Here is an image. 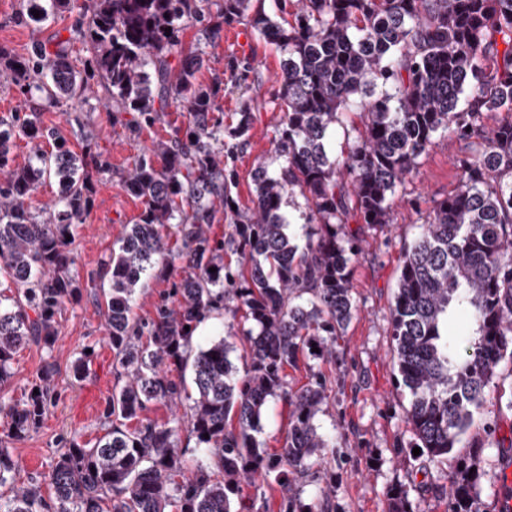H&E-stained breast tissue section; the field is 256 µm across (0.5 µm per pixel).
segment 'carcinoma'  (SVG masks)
<instances>
[{"mask_svg":"<svg viewBox=\"0 0 512 512\" xmlns=\"http://www.w3.org/2000/svg\"><path fill=\"white\" fill-rule=\"evenodd\" d=\"M210 0H27L24 19L39 24L59 10L78 9L89 53L74 69L67 41L54 50L36 44L24 56L0 48V80L23 97L32 91L53 105L81 102L89 80L100 83L114 112H136L147 122L173 107L189 114L183 135L161 141L134 160L128 191L144 209L107 263L109 291L103 316L118 362L106 419L109 429L91 447L74 440L50 466L55 510L32 481L13 487L17 462L0 445V512H234L232 496L256 479L281 486L282 512H313L298 478L328 442L314 417L327 399L322 380L288 390L285 368L304 351L336 342L356 310L350 266L357 248L345 228L391 224V197L406 187L433 137L447 131L467 142L456 159L457 185L434 203L422 233L402 252L390 308L398 384L409 390L406 419L419 447L446 459L460 443L502 361L512 363V0H276L293 21L275 20L252 0H216L219 17L247 16V24L276 43L283 60L272 129L279 167L260 162L252 173L255 209H232L224 155V126L212 121L215 88L197 83L203 51L183 53L182 22L192 17L202 39L218 22L200 3ZM179 56L173 66L172 55ZM349 112L363 130L348 150H327L329 136ZM499 116L492 127L486 119ZM253 115L240 112L229 132H249ZM24 138L35 162L11 168V146ZM53 142V151L42 144ZM85 156L56 141L36 112L0 119V274L15 292L0 301V387L13 375L20 348L49 349L56 316L78 292L69 271L72 226L90 207ZM57 178L54 208L36 214L31 196L45 176ZM300 193V214L316 243L302 248L286 232L285 198ZM230 212L228 241L240 260L224 269V241L211 237L217 215ZM174 225L188 274L173 284L141 321L133 314L136 290L171 254ZM234 284L224 287V282ZM459 311L470 330L448 336ZM253 328L243 374L219 338L204 346L194 333L210 319L237 315ZM190 368L194 393L167 375ZM55 365L40 372L38 394L0 403L6 437L37 428L53 400ZM292 406L280 452L260 447L267 402ZM153 402L184 408L186 431L209 462L187 464L180 428L142 423ZM237 428L227 429L229 417ZM482 446L456 458L448 512H479Z\"/></svg>","mask_w":512,"mask_h":512,"instance_id":"1","label":"carcinoma"}]
</instances>
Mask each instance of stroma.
Instances as JSON below:
<instances>
[{"mask_svg": "<svg viewBox=\"0 0 512 512\" xmlns=\"http://www.w3.org/2000/svg\"><path fill=\"white\" fill-rule=\"evenodd\" d=\"M26 4L27 0H0V47L22 55L32 42L52 47L67 40L74 64L83 65L87 52L75 39L77 12L60 11L43 23L29 24L21 18ZM205 52L198 82L207 85L214 75L224 77L215 96V117L230 129L242 108H250L254 115L246 143L233 162L237 177L232 196L238 209L248 212L255 195V166L264 162L275 169L280 164L271 138L280 118L273 101L282 55L243 18L224 20ZM106 98L96 83L80 108L67 110L37 96L26 105L15 89L0 85V117L32 107L68 148L79 154L91 152L108 165L107 171L89 172V214L75 227L70 246L71 273L79 291L57 318V340L49 350H20L12 378L0 388V401L13 403L29 394L44 363H54L58 370L54 399L40 427L7 445L18 463L19 486L46 481L51 462L70 440L92 444L108 429L103 413L115 383V363L93 294L107 287L102 267L143 209L141 200L126 190L134 159L154 143L173 138L188 122L186 112L173 108L151 124L133 121L127 112L115 116L105 108ZM89 129L96 136L88 143L83 134ZM466 151L465 142L445 132L437 134L420 157L406 192L393 197L392 223L347 227L357 247L352 262L356 312L332 351H305L297 367L286 370L291 388H301L316 377L327 387L328 397L314 424L331 445L318 450L317 462L303 481V501L309 506L325 497L332 512H389L388 492L398 487L407 490L415 512L448 508L441 491L450 485L449 463L413 452L416 439L405 419L411 396L396 382L390 306L403 249L420 234L434 202L453 190L454 162ZM173 264L167 273L153 272L138 289L133 311L141 320L152 316L160 296L181 279L182 260L174 259ZM81 358L86 359L87 370L78 378L73 367ZM288 418L289 406L280 399L270 400L263 410L255 437L268 453H278L282 447ZM463 441L456 455H467V445L474 441L484 446L480 509L498 512L499 499L512 492L502 467L503 457L512 455V365L504 363L497 369L486 403L474 413Z\"/></svg>", "mask_w": 512, "mask_h": 512, "instance_id": "obj_1", "label": "stroma"}]
</instances>
